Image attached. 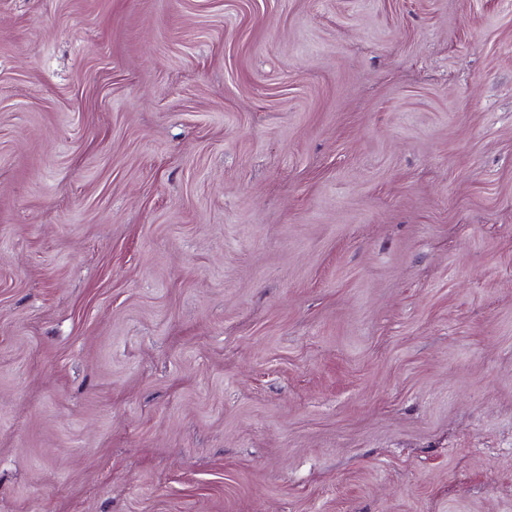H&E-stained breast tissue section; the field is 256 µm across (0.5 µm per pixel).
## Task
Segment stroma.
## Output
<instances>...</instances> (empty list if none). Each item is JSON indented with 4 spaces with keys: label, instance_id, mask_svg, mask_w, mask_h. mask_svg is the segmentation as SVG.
Here are the masks:
<instances>
[{
    "label": "stroma",
    "instance_id": "35a3bbf8",
    "mask_svg": "<svg viewBox=\"0 0 512 512\" xmlns=\"http://www.w3.org/2000/svg\"><path fill=\"white\" fill-rule=\"evenodd\" d=\"M0 512H512V0H0Z\"/></svg>",
    "mask_w": 512,
    "mask_h": 512
}]
</instances>
